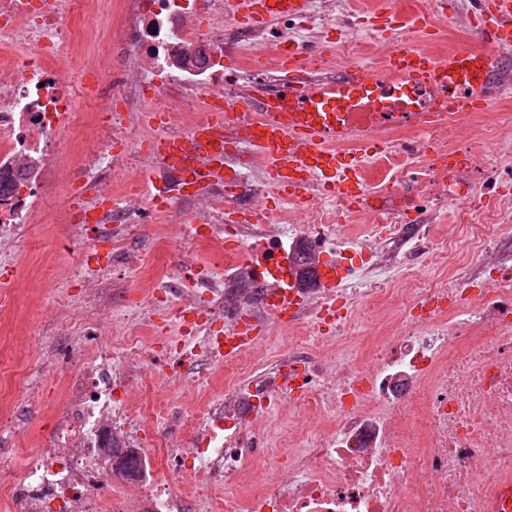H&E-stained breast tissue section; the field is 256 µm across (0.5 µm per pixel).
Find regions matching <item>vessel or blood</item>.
Masks as SVG:
<instances>
[{"instance_id":"1","label":"vessel or blood","mask_w":512,"mask_h":512,"mask_svg":"<svg viewBox=\"0 0 512 512\" xmlns=\"http://www.w3.org/2000/svg\"><path fill=\"white\" fill-rule=\"evenodd\" d=\"M307 12V0H240L241 21L263 26L280 15L297 18ZM472 27L484 42L483 48L463 47L445 59H432L405 49L389 58L390 69L404 72L413 83L437 87L450 110L467 112L475 108L468 91L495 84L499 70L495 48L512 41V0H475ZM377 86L365 68L352 71L349 80L326 82L311 89L285 76L281 88L264 97L265 117L261 126L247 133L249 143L266 158L267 174L281 197L300 201L314 182L329 186L352 199L364 189L347 177L349 164L328 149V142L359 132L341 123L347 111L348 93L374 96ZM224 115L198 126L189 137L161 134L151 143L152 152L167 166L194 176L223 173Z\"/></svg>"}]
</instances>
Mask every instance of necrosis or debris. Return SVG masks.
Returning <instances> with one entry per match:
<instances>
[{
	"mask_svg": "<svg viewBox=\"0 0 512 512\" xmlns=\"http://www.w3.org/2000/svg\"><path fill=\"white\" fill-rule=\"evenodd\" d=\"M70 5L81 27L51 0H0V267L15 268L50 220L65 227L60 251H78L29 338L44 375L0 410V512H489L512 485V113L435 112L421 125L395 108L433 110V88L377 97L347 114L365 139L331 145L362 203L317 183L271 211L267 161L242 138L262 113L231 111L223 178L174 197L180 173L147 149L157 128L184 137L216 98L276 90L292 50L304 49L310 83L366 66L389 84L396 47L443 58L445 38L367 33L374 0H351L340 29L336 0H319V18L262 27L235 22L236 0ZM103 8L108 31L92 24ZM326 27L336 50L325 55ZM83 45L102 52L92 84L56 65ZM146 170L178 236L155 245L177 261L131 303L123 275L148 266L138 241L159 221ZM304 260L336 267L335 287L281 278L282 262ZM288 290L304 302L283 321L269 297ZM169 302L183 318L163 327ZM219 371L223 389L198 402ZM48 377L63 408L20 450L15 433L42 409ZM110 438L136 452L139 478L114 470ZM249 477L260 490L221 496L224 480Z\"/></svg>",
	"mask_w": 512,
	"mask_h": 512,
	"instance_id": "necrosis-or-debris-1",
	"label": "necrosis or debris"
}]
</instances>
